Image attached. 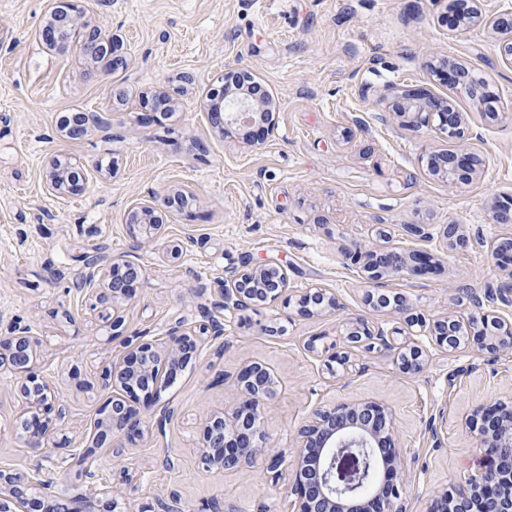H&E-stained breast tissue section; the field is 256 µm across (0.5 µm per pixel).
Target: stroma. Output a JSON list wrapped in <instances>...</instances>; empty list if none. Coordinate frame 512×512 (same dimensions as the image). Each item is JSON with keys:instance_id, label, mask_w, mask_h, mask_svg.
Returning a JSON list of instances; mask_svg holds the SVG:
<instances>
[{"instance_id": "obj_1", "label": "stroma", "mask_w": 512, "mask_h": 512, "mask_svg": "<svg viewBox=\"0 0 512 512\" xmlns=\"http://www.w3.org/2000/svg\"><path fill=\"white\" fill-rule=\"evenodd\" d=\"M448 4L81 0L125 61L113 73L84 63L74 46L36 41L49 0H0V341L14 323L31 326L41 350L34 373L65 411L47 419L44 450L26 448L17 423L27 404L0 377V473L50 484L86 500L89 512H164L173 497L181 512H286L289 472L275 479L259 464L226 473L201 459L206 418L236 403L238 374L252 360L277 381L265 420L277 446L288 447L315 411L374 401L391 411L406 456V512H424L434 491L465 481L480 455L472 418L512 402V358L427 341L417 374L400 373L391 352L363 348L354 358L365 371L328 366L345 320L367 318L401 343L419 334L412 316L469 313L462 286L512 276L487 247L512 237V224L491 221L493 204L512 197V67L500 55L501 33L452 26ZM445 59L481 80L487 98L438 76ZM228 68L259 77L271 96L270 123L227 133L211 126L206 94ZM412 88L419 97L405 101V113L390 111L394 94ZM159 91L175 97V112L145 106ZM431 98L451 101L466 118L462 143L480 158L468 183L428 167L432 152L452 144L412 121ZM71 112L97 117L75 140L60 129ZM256 133L263 143H254ZM55 157L83 162V193L47 191ZM177 190L191 196L190 207L172 215L151 247L136 249L129 210L149 193ZM410 224L429 239L408 233ZM445 224L461 225L467 246L449 248ZM387 245L436 257L426 274L376 287L405 297V311L368 309L373 287L344 255ZM90 256L105 269L117 257L143 269L117 330L72 286ZM269 262L286 270L292 293L334 294L336 311L310 319L281 304L225 312L223 335L203 336L174 383L156 399H131L141 436L104 431L112 392L102 377L113 360L140 343H163L177 325L205 322L229 270ZM270 326L277 335H267Z\"/></svg>"}]
</instances>
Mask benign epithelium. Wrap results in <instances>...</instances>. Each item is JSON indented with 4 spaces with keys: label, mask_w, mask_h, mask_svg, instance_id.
Wrapping results in <instances>:
<instances>
[{
    "label": "benign epithelium",
    "mask_w": 512,
    "mask_h": 512,
    "mask_svg": "<svg viewBox=\"0 0 512 512\" xmlns=\"http://www.w3.org/2000/svg\"><path fill=\"white\" fill-rule=\"evenodd\" d=\"M470 14L499 32L512 33V8L484 13L471 0ZM68 32L82 45L85 57L93 61L103 59L112 71L123 65V60L112 57V36L100 26L83 19L78 0H50L49 20L37 31L39 40L56 43L60 35ZM449 76L451 83L467 88L477 96L481 86L471 84L469 72L453 65ZM209 120L212 126L228 130L234 125H250V115L256 112L257 101L247 95L224 98L220 88L211 95ZM438 119L441 132L465 136V123L461 113L453 107L443 108V103L433 99L427 108L414 112L415 122L424 125L430 117ZM96 118L85 113L71 115L61 123L70 139L83 136L87 124ZM437 172L451 174L454 182L468 181L476 172L478 155L469 148H453L431 154ZM84 173L81 162L70 159L49 161L46 186L51 193L79 194L84 190ZM190 205L189 197L182 191L172 194H152L134 206L126 223L144 228L138 247L155 241L163 227L164 218L172 211H183ZM441 237L450 247H462L466 240L457 224H445ZM354 263L362 264L367 279L379 282L386 278L420 276L433 265V255L425 250L386 248L357 252L351 256ZM140 270L128 260L112 262L109 271H102L95 258H89L85 270L75 280V287L100 304L112 303V318L106 319L112 329L122 324L118 308L132 298L133 283ZM472 312L468 322L457 318L437 319L432 324L416 316L411 322L428 327V338L440 347L456 349L461 344L474 343L478 350L494 358L512 351V322L489 317L486 304L501 302L512 305V279L495 286L485 287L484 295L471 294ZM282 303L293 307L296 315L311 318L326 310L338 307V301L323 289L306 290L291 294L287 272L275 263L246 264L232 272L224 286L216 308L224 311L247 309L258 305ZM213 335L224 334V324L217 319L209 327L196 330L176 326L166 336V352L160 354L150 342L133 348L120 361L112 364V386L126 393L149 391L157 383L160 373L169 372L191 360L198 350V341L207 331ZM345 351L333 355L339 364L350 362L351 349L364 347L394 350L395 339L380 328L369 324L365 318L350 319L344 328ZM7 357L0 356V367L20 379L21 393L31 407L51 408L49 387L36 382L32 370L38 359L37 343L31 327L17 325L13 336L3 344ZM423 350L413 344L401 347L395 361L398 370L416 374L423 370ZM238 381L242 398L231 410L213 415L203 431V455L206 466L220 467L226 471L253 467L265 463L268 472L278 473L281 466L291 469L292 484L288 502L291 512H403L401 492L404 473V456L396 446L391 419L379 404L372 402H341L333 409L319 410L313 414L311 424L303 426L290 449L276 448L269 443L263 426L268 400L274 394L275 380L270 370L257 362H247L242 367ZM482 425L477 435L483 459L459 488L439 491L430 499L426 512H512V405L494 404L479 410ZM108 427L124 436L142 432L139 414L120 397L112 399L107 416ZM39 415L23 424V436L29 448H42L44 442L38 430ZM0 481L9 487L16 510L0 502V512H31L42 498L30 481L20 475L0 473Z\"/></svg>",
    "instance_id": "benign-epithelium-1"
}]
</instances>
